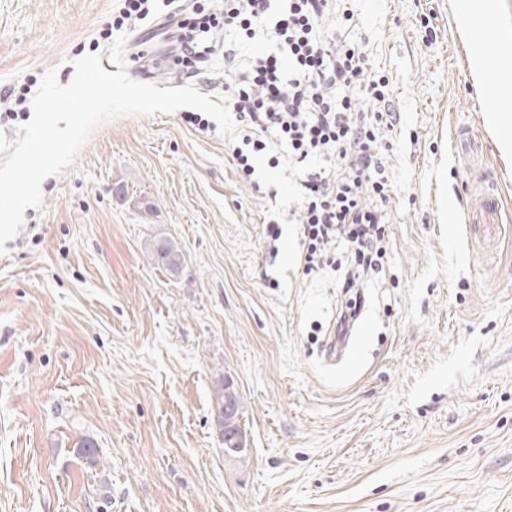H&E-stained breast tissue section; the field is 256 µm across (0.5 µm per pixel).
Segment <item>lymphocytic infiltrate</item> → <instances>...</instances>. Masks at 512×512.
I'll return each instance as SVG.
<instances>
[{
  "mask_svg": "<svg viewBox=\"0 0 512 512\" xmlns=\"http://www.w3.org/2000/svg\"><path fill=\"white\" fill-rule=\"evenodd\" d=\"M355 12L349 0H224V30L246 39L264 37L271 52L250 55L230 76V109L245 126L234 148L243 180L255 173V154L275 141L296 170L295 207L303 226L304 268L312 271L332 246L350 258L340 286L350 298L339 316L346 326L362 303L355 296L361 279L386 254L384 226L392 186L384 174L387 148L380 133L395 127L390 79L372 71L359 44L344 37ZM173 32L170 60L204 63L208 53L198 32L212 20L193 21L181 10L166 20Z\"/></svg>",
  "mask_w": 512,
  "mask_h": 512,
  "instance_id": "f902f5d3",
  "label": "lymphocytic infiltrate"
}]
</instances>
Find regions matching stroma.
Returning <instances> with one entry per match:
<instances>
[{"instance_id":"obj_1","label":"stroma","mask_w":512,"mask_h":512,"mask_svg":"<svg viewBox=\"0 0 512 512\" xmlns=\"http://www.w3.org/2000/svg\"><path fill=\"white\" fill-rule=\"evenodd\" d=\"M459 0H355L353 41L392 80L400 114L383 157L394 192L383 269L370 273L347 345L326 342L345 304L343 249L312 272L291 211L295 172L256 161L186 110L123 116L90 133L42 184L0 255V512H512V233L482 253L464 224L481 187L452 135L512 199V154L488 129ZM0 0V130L32 117L42 74L127 34L131 78L226 90L210 32L205 75L171 65L152 0ZM281 236L271 240L268 224ZM157 235L186 254L154 266ZM230 379L248 455L225 458L212 394ZM86 439L98 465L82 459ZM110 501H102V489ZM149 252L157 266L166 274L178 275L184 265V253L171 238L155 236L148 244Z\"/></svg>"}]
</instances>
